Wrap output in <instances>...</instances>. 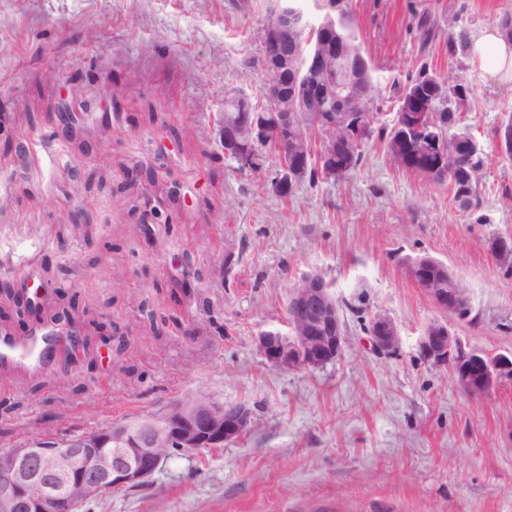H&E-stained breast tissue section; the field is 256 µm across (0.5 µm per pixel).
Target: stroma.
I'll return each instance as SVG.
<instances>
[{"label":"stroma","instance_id":"stroma-1","mask_svg":"<svg viewBox=\"0 0 512 512\" xmlns=\"http://www.w3.org/2000/svg\"><path fill=\"white\" fill-rule=\"evenodd\" d=\"M271 0H0V334L61 330L46 362L0 365V447L133 423L209 397L253 411L240 442L174 455L140 487L79 512H512V379L485 396L426 362L440 311L421 257L465 289L464 343L512 350V161L496 149L512 88L468 56L512 0H344L374 69L378 124L425 71L463 80L483 153L478 207L404 170L379 140L347 176L283 197L225 159L224 97L261 96L252 63ZM434 22L422 36V16ZM80 96L73 117L58 103ZM324 275L346 346L280 370L258 336ZM399 327L392 354L367 326ZM372 347L380 353H393L400 345V332L395 321L383 313L374 314L369 330Z\"/></svg>","mask_w":512,"mask_h":512}]
</instances>
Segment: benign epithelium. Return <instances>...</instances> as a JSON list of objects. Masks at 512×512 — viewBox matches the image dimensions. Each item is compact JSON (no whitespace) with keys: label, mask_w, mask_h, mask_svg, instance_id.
Listing matches in <instances>:
<instances>
[{"label":"benign epithelium","mask_w":512,"mask_h":512,"mask_svg":"<svg viewBox=\"0 0 512 512\" xmlns=\"http://www.w3.org/2000/svg\"><path fill=\"white\" fill-rule=\"evenodd\" d=\"M336 0H273L260 23L258 70L265 76V98L273 109L253 110L247 97L238 103L248 118L223 125L224 157L246 168L256 161V147L272 138L274 149L290 156L280 166L276 188H294L309 166L308 118L343 138L319 143V171L334 178L362 144V133L373 115L364 108L368 88L362 79L363 58L352 54L340 32ZM317 35L315 44L303 39ZM441 89L426 84L402 99L392 127L403 148L399 159L421 157L444 178L466 179L467 170L448 171V161L473 154L476 142L468 135L446 137L422 121ZM431 258H419L410 274L442 313L460 314L467 306L465 289L448 275L433 278L425 269ZM290 333L264 331L258 349L266 362L282 370H313L336 360L345 342L340 307L329 282L307 273L288 293ZM372 347L393 353L400 345L395 321L383 313L371 319ZM420 353L429 363L446 366L458 388L470 396L489 393L504 377L512 378V351L490 355L464 343L448 320L431 322L420 340ZM253 411L245 404L227 406L209 397L170 406L165 412L131 424L66 434L54 440L34 439L0 450V512H78L85 503L125 487L144 484L168 453H195L222 448L245 437Z\"/></svg>","instance_id":"1"}]
</instances>
